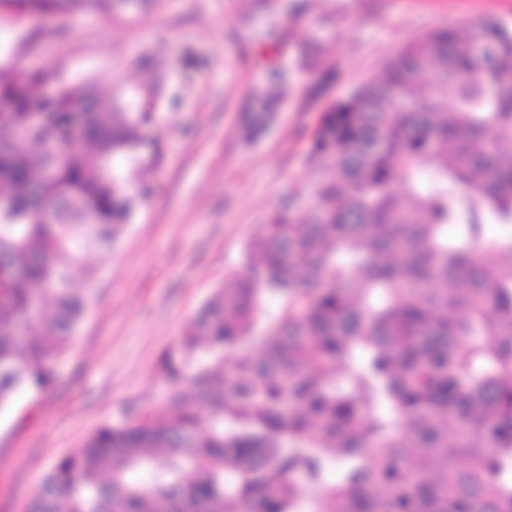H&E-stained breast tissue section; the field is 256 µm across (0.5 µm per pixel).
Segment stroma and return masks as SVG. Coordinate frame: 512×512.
<instances>
[{"label": "stroma", "instance_id": "stroma-1", "mask_svg": "<svg viewBox=\"0 0 512 512\" xmlns=\"http://www.w3.org/2000/svg\"><path fill=\"white\" fill-rule=\"evenodd\" d=\"M488 18L512 28V0H155L134 18L0 21V49L18 67L152 102L162 153L139 176L149 195L118 245L91 257L96 300L54 385L19 396L26 421L0 417V512H25L49 467L101 425L160 415L159 354L241 270L260 225L314 206L310 138L328 105L379 77L410 39ZM329 70L336 82L318 91ZM268 98L277 111L245 138Z\"/></svg>", "mask_w": 512, "mask_h": 512}]
</instances>
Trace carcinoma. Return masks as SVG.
Wrapping results in <instances>:
<instances>
[{
	"mask_svg": "<svg viewBox=\"0 0 512 512\" xmlns=\"http://www.w3.org/2000/svg\"><path fill=\"white\" fill-rule=\"evenodd\" d=\"M154 122L0 60L1 413L53 385L100 274L78 289L70 262L114 247L146 198L112 160L152 168ZM309 157L313 209L262 225L160 356L164 423L102 425L27 512H512V30L407 42L323 113Z\"/></svg>",
	"mask_w": 512,
	"mask_h": 512,
	"instance_id": "obj_1",
	"label": "carcinoma"
}]
</instances>
